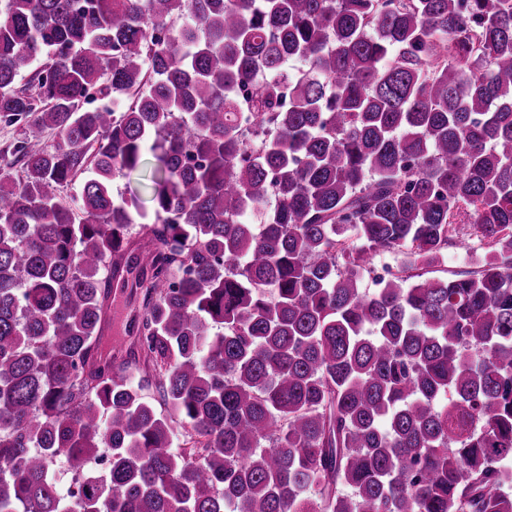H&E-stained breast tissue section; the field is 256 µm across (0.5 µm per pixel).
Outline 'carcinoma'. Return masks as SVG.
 Instances as JSON below:
<instances>
[{
    "label": "carcinoma",
    "mask_w": 512,
    "mask_h": 512,
    "mask_svg": "<svg viewBox=\"0 0 512 512\" xmlns=\"http://www.w3.org/2000/svg\"><path fill=\"white\" fill-rule=\"evenodd\" d=\"M0 118V512H512V0H0ZM19 127L18 124L9 125L0 119V169L10 171L16 180L23 175L22 169L12 164ZM144 160L145 164L141 171L132 173L127 177L119 175L113 180L112 189L115 194L127 195L130 188L133 189L138 186V182H147L144 178L149 174L155 160L150 152H146ZM140 306L141 300L133 302L128 294L123 293L120 288H114L111 298V306L108 315V323L103 331L101 341L104 350H110L117 355V362L125 357L129 349L132 338L128 336L126 325L127 320L134 307ZM116 349V350H115Z\"/></svg>",
    "instance_id": "obj_1"
}]
</instances>
